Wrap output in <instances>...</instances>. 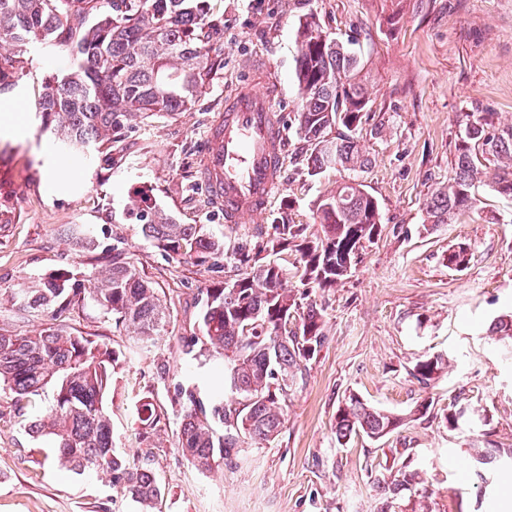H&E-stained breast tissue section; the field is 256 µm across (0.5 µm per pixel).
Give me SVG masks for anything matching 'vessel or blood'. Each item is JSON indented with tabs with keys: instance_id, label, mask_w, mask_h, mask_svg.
<instances>
[{
	"instance_id": "obj_1",
	"label": "vessel or blood",
	"mask_w": 512,
	"mask_h": 512,
	"mask_svg": "<svg viewBox=\"0 0 512 512\" xmlns=\"http://www.w3.org/2000/svg\"><path fill=\"white\" fill-rule=\"evenodd\" d=\"M265 66H255L224 103V114L208 136L203 166L206 185L224 208V220L242 223L262 213L282 173L283 121L263 85Z\"/></svg>"
}]
</instances>
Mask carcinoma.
<instances>
[{
    "instance_id": "cac0c4a2",
    "label": "carcinoma",
    "mask_w": 512,
    "mask_h": 512,
    "mask_svg": "<svg viewBox=\"0 0 512 512\" xmlns=\"http://www.w3.org/2000/svg\"><path fill=\"white\" fill-rule=\"evenodd\" d=\"M210 0H0V93L14 89L24 71L27 50H68L74 68L45 79L32 104L41 126L53 131L58 147L92 157L112 147L117 134L136 119L156 113L189 111L201 90L221 67L212 54ZM296 80L300 104L296 134L307 145V173L329 169H364L368 158L358 149L356 131L370 103L355 52L328 35L312 14L298 21ZM489 177L497 194L512 198V129L489 131V123L466 120L452 177L425 203L427 220L446 224L475 207L472 189ZM322 235L311 238L304 224H290L284 215L273 225L272 238L258 252L238 258L244 271L230 284L209 289L202 305L199 336H186V353L224 358V385L238 395L205 403L190 387L177 384L171 406L179 421L177 447L192 464L210 468L237 455L248 443H269L284 424L283 397L307 361L325 342L324 314L317 302L303 303L288 288L286 270L263 262L260 253L286 250L299 255L300 281L322 292L351 273L363 242L373 239L382 224L378 201L363 185L342 183L315 204ZM143 237L169 258L203 265L224 255V240L204 224H181L143 192L134 195L130 211ZM75 246L97 248L88 230L70 228ZM91 288L81 287L76 274L53 269L25 282L11 296L20 310L40 312L51 323L25 333L0 332V391L8 394L27 434L48 439L58 464L77 471H102L112 485L155 512L165 489L150 455L134 462L112 446L107 399L120 366V354L88 336L56 325L63 312L94 303L115 324L133 329L143 345L160 334L166 319L156 289L136 267L112 252V262L89 275ZM491 333L512 351V314L497 318ZM448 360L441 355L416 362L413 376L427 385ZM50 394L47 412L27 419L28 409ZM140 435L148 440L164 414L151 396L134 410ZM223 425L217 431L213 422ZM451 431L471 428L467 410L448 405ZM403 418L367 405L351 394L338 407V443L362 433L380 439L398 431ZM469 455L474 473L505 458L512 448H487L474 443ZM419 472L398 469L379 484L381 512L408 500L416 512H430L429 496L419 491Z\"/></svg>"
}]
</instances>
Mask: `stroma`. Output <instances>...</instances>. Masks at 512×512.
<instances>
[{"instance_id": "1", "label": "stroma", "mask_w": 512, "mask_h": 512, "mask_svg": "<svg viewBox=\"0 0 512 512\" xmlns=\"http://www.w3.org/2000/svg\"><path fill=\"white\" fill-rule=\"evenodd\" d=\"M315 15L325 31L352 44L372 99L356 139L369 164L309 176L306 146L293 124L299 100L296 27ZM223 27L214 45L224 67L193 109L136 119L110 155L86 161L70 153L77 186L60 190L46 175L60 157L51 132L31 104L50 74L74 60L59 49L33 55L0 108L19 112L18 126L0 129V329L44 328L47 319L12 307L8 296L25 280L56 268L88 273L120 250L157 288L169 311L150 351L129 354L131 332L94 306L71 309L61 324L121 352L108 410L112 441L127 459L152 453L165 488L157 512H380L377 485L402 465L416 469L431 493L433 512H512V469L490 473L491 491L478 499L468 455L472 431L449 430L450 402L487 415L492 438L512 447V363L489 333L512 311V199L482 185L476 206L450 224H425L424 205L447 182L464 117L496 130L512 127V0H212ZM269 65L273 104L284 121L282 183L266 210L228 224L208 203L200 177L207 135L224 97L254 62ZM355 180L378 201L380 231L364 243L351 274L326 292V341L289 389L285 423L269 443L242 449L233 463L203 470L176 446L169 417L154 448L134 422L136 403L153 396L169 407L175 384L208 397L222 389L220 364L184 354L181 339L198 332L208 288L236 279V260L266 236L280 213L292 224L320 230L314 203L334 186ZM146 192L183 224H205L224 240L216 264L169 260L126 215L134 192ZM81 224L96 237L94 252L76 250L64 230ZM469 249L466 268L445 256ZM447 356V369L420 384L416 361ZM170 369L159 379L157 364ZM352 393L405 417L380 439L364 435L338 444L336 411ZM429 403L428 413L418 410ZM0 512H139L106 474L61 467L46 440L29 436L0 400Z\"/></svg>"}]
</instances>
